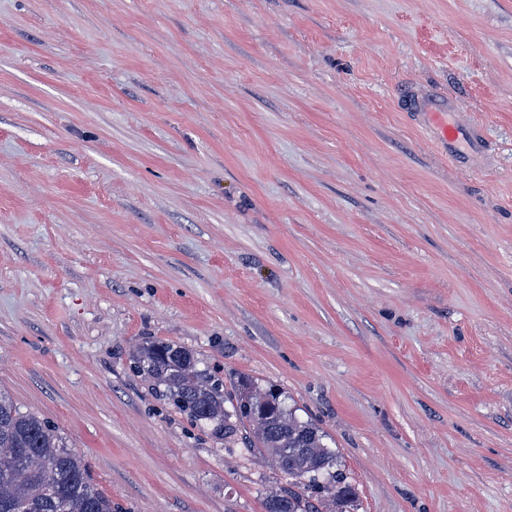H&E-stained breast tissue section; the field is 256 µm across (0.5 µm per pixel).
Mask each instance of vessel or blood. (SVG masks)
<instances>
[{"label":"vessel or blood","instance_id":"obj_1","mask_svg":"<svg viewBox=\"0 0 512 512\" xmlns=\"http://www.w3.org/2000/svg\"><path fill=\"white\" fill-rule=\"evenodd\" d=\"M398 102L403 111L425 117L434 136L445 144L449 156L457 162L470 165L481 157L484 149L481 126L456 122L452 103L432 97L424 88L415 85L402 89Z\"/></svg>","mask_w":512,"mask_h":512}]
</instances>
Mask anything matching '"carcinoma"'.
<instances>
[{
    "mask_svg": "<svg viewBox=\"0 0 512 512\" xmlns=\"http://www.w3.org/2000/svg\"><path fill=\"white\" fill-rule=\"evenodd\" d=\"M134 368L161 400L233 450L270 460L286 485L265 496L264 512H348L352 488L315 424L285 406L282 393L243 377L232 392L199 368L180 345L144 341ZM0 512H112V499L90 478L84 460L40 416L23 412L0 390Z\"/></svg>",
    "mask_w": 512,
    "mask_h": 512,
    "instance_id": "1",
    "label": "carcinoma"
}]
</instances>
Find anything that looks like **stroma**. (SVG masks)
I'll return each mask as SVG.
<instances>
[{
	"mask_svg": "<svg viewBox=\"0 0 512 512\" xmlns=\"http://www.w3.org/2000/svg\"><path fill=\"white\" fill-rule=\"evenodd\" d=\"M148 340L283 392L350 512H512V0H0V390L112 512H264ZM398 102L405 112L417 117L425 116L434 136L448 150V155L463 165L478 161L484 149V134L478 124H461L453 119L457 108L445 99L430 96L427 91L415 85L402 89Z\"/></svg>",
	"mask_w": 512,
	"mask_h": 512,
	"instance_id": "stroma-1",
	"label": "stroma"
}]
</instances>
